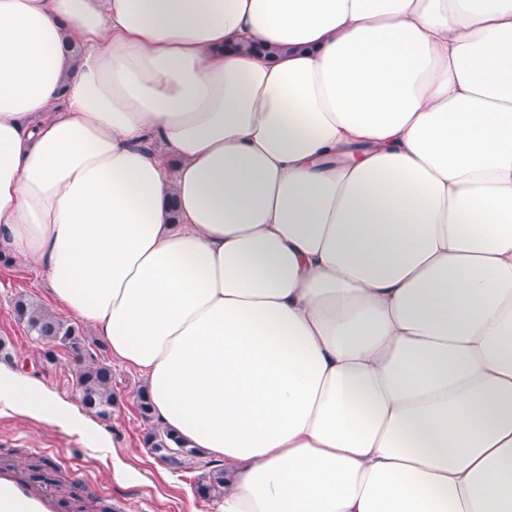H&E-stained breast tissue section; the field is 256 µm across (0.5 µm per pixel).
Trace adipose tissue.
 Listing matches in <instances>:
<instances>
[{
  "mask_svg": "<svg viewBox=\"0 0 512 512\" xmlns=\"http://www.w3.org/2000/svg\"><path fill=\"white\" fill-rule=\"evenodd\" d=\"M1 245L218 512H512V0H0Z\"/></svg>",
  "mask_w": 512,
  "mask_h": 512,
  "instance_id": "1",
  "label": "adipose tissue"
}]
</instances>
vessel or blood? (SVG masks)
<instances>
[{
	"mask_svg": "<svg viewBox=\"0 0 512 512\" xmlns=\"http://www.w3.org/2000/svg\"><path fill=\"white\" fill-rule=\"evenodd\" d=\"M50 483L33 479L21 458L0 457V512H68Z\"/></svg>",
	"mask_w": 512,
	"mask_h": 512,
	"instance_id": "b4317fda",
	"label": "vessel or blood"
}]
</instances>
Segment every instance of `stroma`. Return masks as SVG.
<instances>
[{"label": "stroma", "instance_id": "stroma-1", "mask_svg": "<svg viewBox=\"0 0 512 512\" xmlns=\"http://www.w3.org/2000/svg\"><path fill=\"white\" fill-rule=\"evenodd\" d=\"M22 296L47 308L52 305L47 280L37 269L13 258L0 261V341L11 353L12 364L58 397L75 401L68 356L61 352L55 363L44 362L46 343L31 336L16 318L14 302ZM143 387L137 372L114 366L118 403L111 418L101 423L111 437L108 448L95 447L47 421L0 410V455L19 452L28 466L39 467L40 477L50 479L62 473L78 498L94 492L122 512H213V502L195 492L198 469L167 465L146 448L147 424L137 397Z\"/></svg>", "mask_w": 512, "mask_h": 512}]
</instances>
